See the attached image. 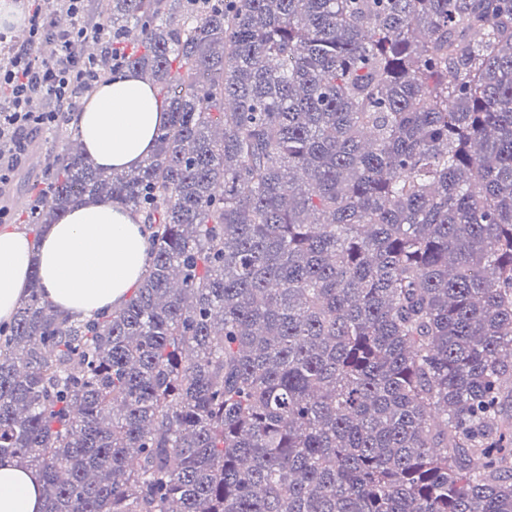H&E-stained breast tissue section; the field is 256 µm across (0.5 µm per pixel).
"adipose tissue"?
<instances>
[{
    "label": "adipose tissue",
    "instance_id": "adipose-tissue-1",
    "mask_svg": "<svg viewBox=\"0 0 512 512\" xmlns=\"http://www.w3.org/2000/svg\"><path fill=\"white\" fill-rule=\"evenodd\" d=\"M167 114L135 72L113 75L74 118L85 150L101 167L136 169L155 150ZM148 242L140 215L108 202L74 205L49 225L39 249L18 233H0V322L11 319L31 277L57 311L90 318L121 306L141 281ZM33 472L0 459V512H43Z\"/></svg>",
    "mask_w": 512,
    "mask_h": 512
}]
</instances>
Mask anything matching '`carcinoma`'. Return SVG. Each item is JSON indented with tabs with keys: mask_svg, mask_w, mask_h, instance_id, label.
<instances>
[{
	"mask_svg": "<svg viewBox=\"0 0 512 512\" xmlns=\"http://www.w3.org/2000/svg\"><path fill=\"white\" fill-rule=\"evenodd\" d=\"M168 119L134 171L71 118L23 223L143 216L112 313L32 278L0 458L44 512H512V0H111Z\"/></svg>",
	"mask_w": 512,
	"mask_h": 512,
	"instance_id": "carcinoma-1",
	"label": "carcinoma"
}]
</instances>
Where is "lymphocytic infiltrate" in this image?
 I'll return each instance as SVG.
<instances>
[{
	"mask_svg": "<svg viewBox=\"0 0 512 512\" xmlns=\"http://www.w3.org/2000/svg\"><path fill=\"white\" fill-rule=\"evenodd\" d=\"M63 2L62 23L29 10L22 39L14 42L7 62H0V93L10 99L8 107H0V145L9 146L0 153V190L22 164L30 135L50 131L62 113L72 110L79 86L95 78L93 59L77 51L89 29L86 0ZM45 42L56 45L54 56L35 54V47Z\"/></svg>",
	"mask_w": 512,
	"mask_h": 512,
	"instance_id": "f902f5d3",
	"label": "lymphocytic infiltrate"
}]
</instances>
